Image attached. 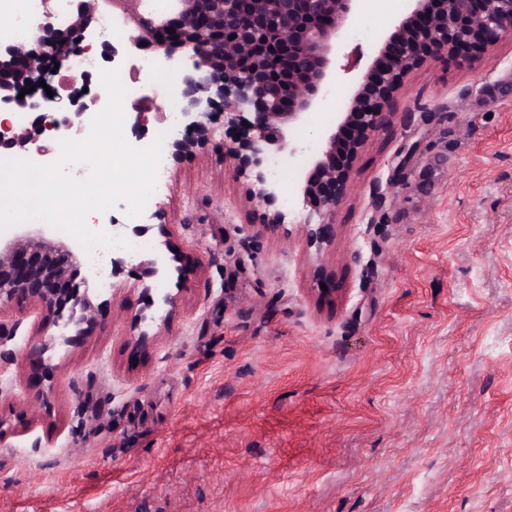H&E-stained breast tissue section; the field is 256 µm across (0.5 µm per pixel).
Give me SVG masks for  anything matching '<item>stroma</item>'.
<instances>
[{"label":"stroma","instance_id":"1","mask_svg":"<svg viewBox=\"0 0 512 512\" xmlns=\"http://www.w3.org/2000/svg\"><path fill=\"white\" fill-rule=\"evenodd\" d=\"M362 0L318 135L406 8ZM353 167L336 239L264 206L212 142L152 198L147 260L182 256L144 348L138 271L95 293L88 336L34 364L26 304L0 341V512H512V36L413 70ZM47 399H39L40 389Z\"/></svg>","mask_w":512,"mask_h":512}]
</instances>
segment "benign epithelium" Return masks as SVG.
I'll use <instances>...</instances> for the list:
<instances>
[{"mask_svg":"<svg viewBox=\"0 0 512 512\" xmlns=\"http://www.w3.org/2000/svg\"><path fill=\"white\" fill-rule=\"evenodd\" d=\"M100 0H73L60 21L49 8L35 26L36 46L0 47V106L22 102L19 94L40 81L50 84L52 69L66 52L90 50L87 37L98 27ZM112 16L127 28L126 37L102 44V58L119 63L148 60L153 71L174 69L178 86L179 125L165 149V165L211 142L213 115L241 136L224 145V157L247 181L250 199L267 209L259 232L285 223L277 207L279 184L270 170L276 158L283 169L305 152L307 170L296 176L297 192L308 209L304 222L309 242L319 248L336 237V209L346 199L359 153L380 129L395 123L394 101L401 82L413 69L440 57L479 60L501 39L512 35V0H410L411 8L395 18L385 39L388 54L376 59L352 87L347 106L318 140L295 139L310 115L327 98L342 37L361 0H106ZM174 29L170 34L167 29ZM100 98L67 96L59 110L64 124L77 130ZM165 117L163 102L142 95L130 102L125 119L143 139L149 115ZM58 126L52 113H35L30 127L0 126V154L23 153L28 145ZM147 262L140 279L148 303L131 316L137 346L160 336L178 305V296L159 287L172 264L180 262L171 247ZM79 257L40 232L15 225L0 231V314L11 305L41 306L57 328L35 336L27 357L40 360L59 344H73L95 320L90 289L77 282Z\"/></svg>","mask_w":512,"mask_h":512,"instance_id":"7a95c632","label":"benign epithelium"}]
</instances>
